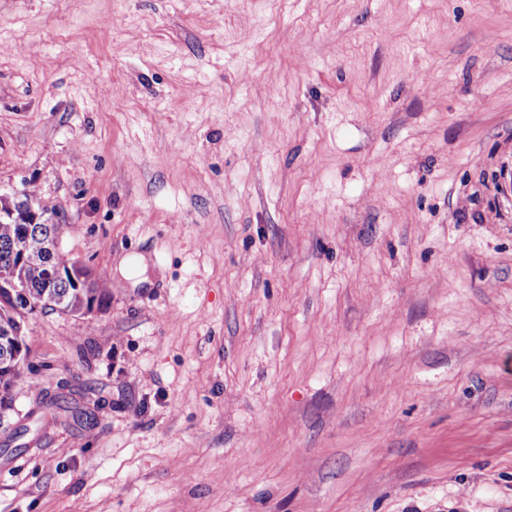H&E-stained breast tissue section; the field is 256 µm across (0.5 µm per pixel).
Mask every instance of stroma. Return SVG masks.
Listing matches in <instances>:
<instances>
[{"instance_id": "obj_1", "label": "stroma", "mask_w": 512, "mask_h": 512, "mask_svg": "<svg viewBox=\"0 0 512 512\" xmlns=\"http://www.w3.org/2000/svg\"><path fill=\"white\" fill-rule=\"evenodd\" d=\"M25 197L0 512H512V0H0ZM2 217L12 222L2 221ZM0 266H8L25 258L35 262L44 257H64L55 251L62 224H36L33 220L31 200L8 202L0 207ZM20 224H30V230L23 231ZM69 269L65 267V278L48 286L43 280L42 270H39L35 263L27 267L23 264L19 274L24 271V277L31 288H28L26 280L23 277L19 278L14 270L0 269V322L1 324L6 323L12 328L17 325V322L24 326V331L22 326L16 331L4 326L3 336L6 341L10 340L16 345L21 343V336H25L26 330L25 321L22 317L24 311L19 309L22 312L20 313L16 310L11 297L14 300L16 296L18 300L24 302L25 308L22 306V309L29 310L30 306L33 305V300L35 302L34 311L47 309L74 316L84 315L85 311L89 312L95 308L100 309L111 300L112 282L104 275H97L87 266L75 261L69 265ZM2 288H5L9 293ZM49 295H53L54 298L49 297ZM37 302H42L44 305L37 306ZM47 302L52 304L47 305ZM5 305H9L12 311L7 309ZM55 306L59 307L58 311Z\"/></svg>"}]
</instances>
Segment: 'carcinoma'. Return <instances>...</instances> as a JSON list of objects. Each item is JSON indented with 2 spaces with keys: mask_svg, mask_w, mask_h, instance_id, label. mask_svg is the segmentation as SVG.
I'll return each instance as SVG.
<instances>
[{
  "mask_svg": "<svg viewBox=\"0 0 512 512\" xmlns=\"http://www.w3.org/2000/svg\"><path fill=\"white\" fill-rule=\"evenodd\" d=\"M59 224H32L27 231L21 225L0 220V266L18 264L27 260L41 261L51 255L59 241ZM20 271L30 284L28 292L33 302L42 303L41 309L58 311L67 315H83L103 307L112 299V282L102 274H95L87 266L72 262L65 278L47 284L37 265L23 266ZM0 322L15 327L24 322L22 313L4 289H0ZM28 347L19 352L18 360L0 367V410L9 405L11 390L22 376Z\"/></svg>",
  "mask_w": 512,
  "mask_h": 512,
  "instance_id": "1",
  "label": "carcinoma"
}]
</instances>
